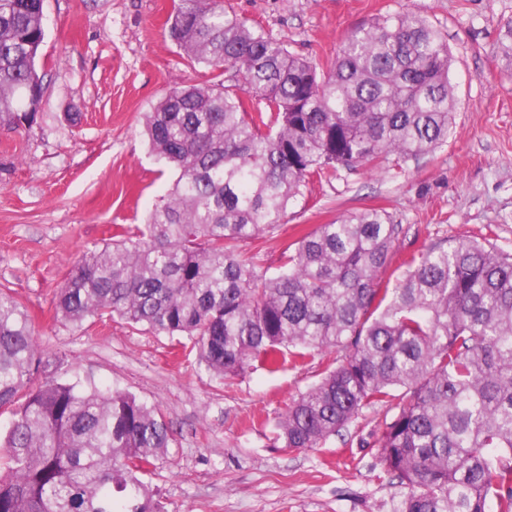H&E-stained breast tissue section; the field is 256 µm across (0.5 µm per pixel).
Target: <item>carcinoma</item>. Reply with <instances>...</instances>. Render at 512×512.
Masks as SVG:
<instances>
[{
	"instance_id": "cac0c4a2",
	"label": "carcinoma",
	"mask_w": 512,
	"mask_h": 512,
	"mask_svg": "<svg viewBox=\"0 0 512 512\" xmlns=\"http://www.w3.org/2000/svg\"><path fill=\"white\" fill-rule=\"evenodd\" d=\"M225 78L174 81L142 134L179 176L143 225L87 251L55 309L182 335L221 379L336 350L342 361L276 418L273 445L316 449L369 407L396 410L376 467L392 512H512V254L462 238L379 275L403 225L366 208L319 224L269 276L241 248L280 226L310 179L406 163L448 141L453 57L426 18L395 13L342 39L322 70L224 0H181L169 28ZM43 0H0V126L37 123ZM512 71V20L495 48ZM23 307L0 290V512H160L140 476L168 453L161 411L91 380L46 378Z\"/></svg>"
}]
</instances>
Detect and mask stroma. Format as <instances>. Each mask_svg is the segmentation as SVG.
<instances>
[{
  "label": "stroma",
  "instance_id": "obj_1",
  "mask_svg": "<svg viewBox=\"0 0 512 512\" xmlns=\"http://www.w3.org/2000/svg\"><path fill=\"white\" fill-rule=\"evenodd\" d=\"M179 0H44L39 66L45 89L32 129L0 127V289L27 310L44 361L62 382L92 379L156 405L167 456L144 476L161 512H391L373 441L386 408L363 409L316 451L273 447L264 420L315 384L327 364L222 380L177 340L106 317L77 327L53 299L75 259L108 243L114 225L142 223L177 178L141 136V117L171 80L210 84L169 38ZM289 50L330 65L343 35L409 11L441 30L454 58L453 132L397 168L341 171L308 185L281 225L253 242L269 273L301 234L338 216L386 209L404 227L399 258L465 237L512 253V73L494 53L512 0H224Z\"/></svg>",
  "mask_w": 512,
  "mask_h": 512
}]
</instances>
